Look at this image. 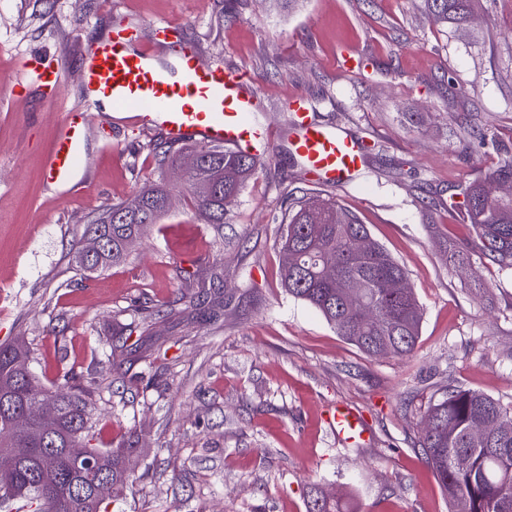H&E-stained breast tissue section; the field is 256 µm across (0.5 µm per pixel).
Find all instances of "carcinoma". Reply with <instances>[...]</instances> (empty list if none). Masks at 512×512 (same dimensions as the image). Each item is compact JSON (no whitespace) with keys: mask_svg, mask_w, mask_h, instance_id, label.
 I'll list each match as a JSON object with an SVG mask.
<instances>
[{"mask_svg":"<svg viewBox=\"0 0 512 512\" xmlns=\"http://www.w3.org/2000/svg\"><path fill=\"white\" fill-rule=\"evenodd\" d=\"M475 0H422V8L436 22L462 29ZM196 153L202 164L185 168L179 193L195 208L204 223L220 230L230 223L229 206L255 176L258 161L243 151L222 146L195 145L179 153ZM174 187L159 182L138 191V211L126 212L127 203L104 206L86 225L83 235L102 230L108 234L106 248L93 264L80 260L82 243L73 254L75 266L89 274L106 271L123 263L128 251L124 242L143 237L168 211ZM463 208L473 237L466 245L451 247L448 264L462 268L470 264L471 251L480 253L504 269L512 270V198H492L487 184L478 182L463 192ZM369 242L365 251L360 240ZM278 244L292 260L283 266L282 285L288 294L317 309L336 333L373 357L384 353L397 358L413 355L422 311L413 292L406 294L397 283L407 278L405 269L370 235L366 225L336 199L305 192L292 196L288 213L279 224ZM336 268L327 278L324 268ZM361 288L355 300L347 299L349 283ZM369 308L363 315L359 306ZM13 387L6 401H14L15 418L0 417V448L12 444L29 449L8 485L0 484V512H14L25 503L24 512H106L104 502L93 503L73 496L72 488L83 476L73 469L64 448L95 437L91 391L69 373L46 386L29 370L28 359L12 355V343H0V389ZM60 401L54 437L38 439L33 424L24 420V409H32L47 392ZM489 434L483 436L479 427ZM425 462L448 499L449 512H512V405L473 389L450 385L430 405L418 438ZM112 476V497L123 494L131 468L136 465L135 444L102 448ZM464 455L460 466L456 457ZM309 512H345L339 500L315 497Z\"/></svg>","mask_w":512,"mask_h":512,"instance_id":"carcinoma-1","label":"carcinoma"}]
</instances>
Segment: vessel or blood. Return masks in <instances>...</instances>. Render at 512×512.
<instances>
[{
    "label": "vessel or blood",
    "mask_w": 512,
    "mask_h": 512,
    "mask_svg": "<svg viewBox=\"0 0 512 512\" xmlns=\"http://www.w3.org/2000/svg\"><path fill=\"white\" fill-rule=\"evenodd\" d=\"M152 29L150 42L140 41L136 30L129 28L85 50L80 65L85 104L65 114L45 155L47 183L64 186L72 195L87 192V134L93 126L111 124L116 111L125 112L139 126L161 130L174 144L224 145L263 157L273 153V128L251 119L259 97L250 79L203 64L191 42L178 46L171 59H157L154 46L165 41L170 28L156 23ZM288 145L312 180L323 185H341L364 165L362 141L316 122L301 96L295 99ZM329 424L341 437L368 436L359 412L345 405L336 406Z\"/></svg>",
    "instance_id": "1"
}]
</instances>
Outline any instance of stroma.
<instances>
[{
  "label": "stroma",
  "instance_id": "35a3bbf8",
  "mask_svg": "<svg viewBox=\"0 0 512 512\" xmlns=\"http://www.w3.org/2000/svg\"><path fill=\"white\" fill-rule=\"evenodd\" d=\"M163 20L172 42L250 77L276 153L231 208L232 246L178 196L126 263L86 279L72 248L95 209L169 177L155 153L164 137L92 129L83 198L49 194L45 151L85 102V47L120 25L150 40ZM29 57L60 71L56 95L21 68ZM2 74L21 87L0 91V343L25 341L45 386L63 368L90 381L97 446L136 442L135 480L108 512H308L317 496L351 512H448L416 444L429 404L450 384L512 403V270L477 251L467 269L448 266L449 245L468 237L463 190L512 156V0H481L462 30L420 0H302L289 14L267 0H0ZM290 92L372 148L327 193L407 271L423 309L411 358L366 355L281 286L276 230L288 191L309 186L284 138ZM214 265L223 301L185 310L181 269ZM135 304L158 317L134 362L109 342ZM106 352L123 381L96 378ZM339 404L364 416L366 440L336 436L325 416Z\"/></svg>",
  "mask_w": 512,
  "mask_h": 512
}]
</instances>
